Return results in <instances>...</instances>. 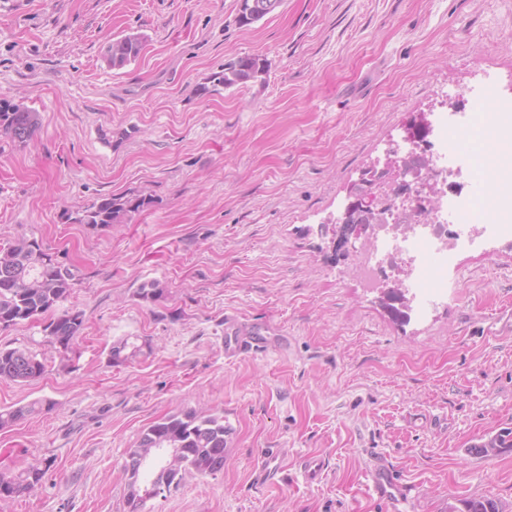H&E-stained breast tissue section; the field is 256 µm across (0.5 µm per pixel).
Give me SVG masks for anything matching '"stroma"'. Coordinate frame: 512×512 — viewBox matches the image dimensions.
<instances>
[{"label":"stroma","instance_id":"35a3bbf8","mask_svg":"<svg viewBox=\"0 0 512 512\" xmlns=\"http://www.w3.org/2000/svg\"><path fill=\"white\" fill-rule=\"evenodd\" d=\"M237 0H0V100L40 115L32 140L0 136V247L41 239L73 266L75 350L36 323L1 348L46 365L0 380V409L42 410L0 429V469L55 465L0 512H128L126 453L161 418L205 409L233 428L222 471L143 512H448L485 497L512 512V239L457 254L448 293L394 320L334 259L321 224L409 121L484 73L512 79V0H284L249 27ZM144 35L109 68L107 41ZM257 80L207 97L225 61ZM148 207L109 228L78 223L98 197ZM156 281L162 298L142 299ZM258 324L262 350L224 354V320ZM138 337L141 355L109 349ZM275 480L256 483L266 451ZM325 463L306 482L302 462ZM402 492L381 498L370 470ZM265 72V62L258 56H240L213 71L208 81L196 89V94L201 97L213 95L221 90L255 80Z\"/></svg>","mask_w":512,"mask_h":512}]
</instances>
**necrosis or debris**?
<instances>
[{
    "instance_id": "necrosis-or-debris-1",
    "label": "necrosis or debris",
    "mask_w": 512,
    "mask_h": 512,
    "mask_svg": "<svg viewBox=\"0 0 512 512\" xmlns=\"http://www.w3.org/2000/svg\"><path fill=\"white\" fill-rule=\"evenodd\" d=\"M512 129V92L496 94L492 115L472 112L468 100L427 116L423 129L406 132L403 180L380 175L369 184L370 207L355 212L367 247L357 257L364 288H377L401 257L411 261L413 309L423 313L447 282L440 274L461 251L480 249L492 237H512V196L493 201L489 212L477 204L476 185L512 181V168L477 164L450 148L459 132L479 134L488 121Z\"/></svg>"
}]
</instances>
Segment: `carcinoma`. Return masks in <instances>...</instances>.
Segmentation results:
<instances>
[{"instance_id": "obj_1", "label": "carcinoma", "mask_w": 512, "mask_h": 512, "mask_svg": "<svg viewBox=\"0 0 512 512\" xmlns=\"http://www.w3.org/2000/svg\"><path fill=\"white\" fill-rule=\"evenodd\" d=\"M143 45V37L126 35L112 40L106 46L103 58L109 67L122 69L139 57ZM265 72L264 60L257 56H240L212 72L208 81L196 89V94L201 97L213 95L255 80ZM38 124V113L0 101V135L23 143L32 137ZM148 204V200L139 196L100 197L84 208L78 222L92 228L110 227L125 213L138 211ZM74 285V272L57 262L43 241L25 235L18 237L13 245L0 249V327L40 321L49 342L65 351L72 349L83 329V311L72 308L50 319L46 314L67 300ZM140 352V346L121 339L111 346L109 361L121 364ZM45 370V363L27 349H0V379L22 384L41 377ZM35 410L34 403L1 409L0 429ZM230 434L231 428L224 425V417L195 410L166 416L147 427L137 446L128 451L124 464L129 475L127 502L130 512H141L143 485L151 479L139 470V465L154 460L159 449L174 448L179 453L178 468L159 477L169 489L179 486L188 477L221 471ZM500 448H512V429L490 436L479 445V452L487 455ZM52 465L53 460L44 459L18 474L1 471L0 483H6V487L0 491V499L35 489ZM463 506L462 512H500L497 503L488 498H473L463 502Z\"/></svg>"}]
</instances>
